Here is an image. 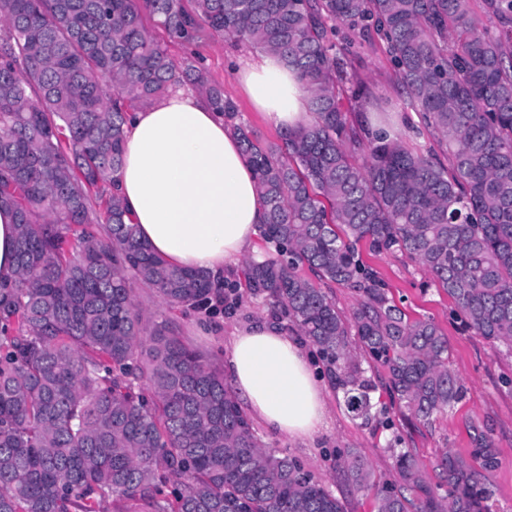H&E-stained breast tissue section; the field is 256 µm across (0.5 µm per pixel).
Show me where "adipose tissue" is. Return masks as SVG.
I'll return each mask as SVG.
<instances>
[{"label":"adipose tissue","mask_w":512,"mask_h":512,"mask_svg":"<svg viewBox=\"0 0 512 512\" xmlns=\"http://www.w3.org/2000/svg\"><path fill=\"white\" fill-rule=\"evenodd\" d=\"M239 79L275 127L307 121L308 95L278 55L261 56ZM114 182L140 238L170 264L205 272L218 288L225 270L252 250L264 222L262 195L237 136L193 91H173L134 113ZM225 367L250 409L284 436H307L322 424L321 384L283 328L237 330Z\"/></svg>","instance_id":"ef3b65f1"}]
</instances>
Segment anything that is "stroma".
Instances as JSON below:
<instances>
[{
    "label": "stroma",
    "mask_w": 512,
    "mask_h": 512,
    "mask_svg": "<svg viewBox=\"0 0 512 512\" xmlns=\"http://www.w3.org/2000/svg\"><path fill=\"white\" fill-rule=\"evenodd\" d=\"M147 30L176 62L204 67L211 83L223 89L225 96L236 104L241 123L260 139L277 141L278 129L254 109L237 76L239 70L259 57V49L218 36L183 44L171 40L156 25H148ZM329 38L348 73L369 93L365 115L391 121L394 132L408 149L421 153L436 151L433 132L424 126L418 112L407 107V96L378 37L356 38L346 24L336 21L331 25ZM362 258L381 274L395 304L410 319L429 318L442 329L448 338L450 365L466 387L464 398L430 427L422 426L408 413L392 410L393 430L388 433L377 423L364 425L354 420L344 406L342 392L328 380L323 387L325 419L316 434L290 440L256 422L252 428L260 443L298 460L342 502L344 512H373L370 491L352 484L336 467L337 449H353L369 462L377 481L389 482L397 474L387 439L390 434H397L406 447L417 451L426 465L429 482L435 484L440 480L437 462L442 453H469L474 435L483 433L493 440L498 451L497 465L486 483L488 503L493 512H512V350L492 345L466 328L453 299L408 255L374 256L366 252ZM135 294L145 329L169 324L193 348L219 358L223 357L234 328L261 320H279L263 298L246 294L225 307L220 316L210 319L191 308L182 312L169 310L149 286L137 285Z\"/></svg>",
    "instance_id": "stroma-1"
}]
</instances>
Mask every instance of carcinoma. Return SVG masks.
Returning <instances> with one entry per match:
<instances>
[{
	"instance_id": "cac0c4a2",
	"label": "carcinoma",
	"mask_w": 512,
	"mask_h": 512,
	"mask_svg": "<svg viewBox=\"0 0 512 512\" xmlns=\"http://www.w3.org/2000/svg\"><path fill=\"white\" fill-rule=\"evenodd\" d=\"M471 2L0 0V205L18 220V273L0 283V512H344L259 444L211 358L164 327L145 334L130 278L169 306L215 291L150 252L112 193L129 113L186 80L238 135L266 206L275 254L246 264V288L318 348L353 418H372L373 384L351 334L419 421L463 394L448 338L390 301L362 242L410 255L476 335L512 348V0H484L482 15ZM147 17L183 42L220 35L278 54L311 118L261 141L204 69L148 35ZM329 21L385 43L440 154L349 123ZM332 286L357 293L351 318ZM475 442L438 461L444 495L409 449L390 485L348 448L336 467L373 491L374 512H489L497 452Z\"/></svg>"
}]
</instances>
